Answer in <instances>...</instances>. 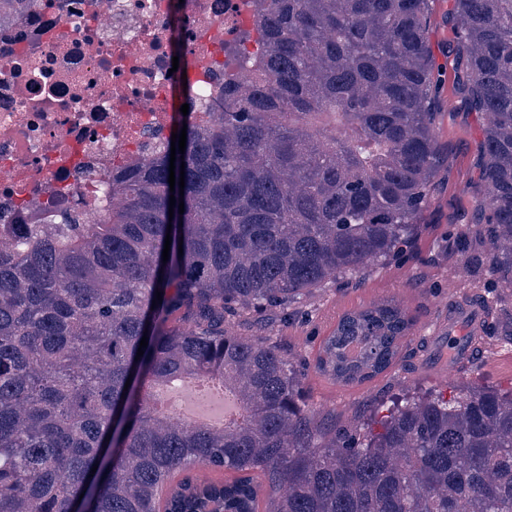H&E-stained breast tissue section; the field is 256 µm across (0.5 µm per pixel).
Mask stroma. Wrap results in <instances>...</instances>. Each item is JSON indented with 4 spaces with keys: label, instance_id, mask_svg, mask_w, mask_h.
I'll return each mask as SVG.
<instances>
[{
    "label": "stroma",
    "instance_id": "1",
    "mask_svg": "<svg viewBox=\"0 0 512 512\" xmlns=\"http://www.w3.org/2000/svg\"><path fill=\"white\" fill-rule=\"evenodd\" d=\"M427 29L436 61L431 109L444 162L430 202L417 219L414 247L355 277L326 281L303 299V315L284 320L271 310L245 315L233 325L238 334L277 341L302 364L313 362L323 338L346 311L392 299L415 315V331L401 360L364 386H340L308 370L302 403L325 430L355 428L406 396L438 390L450 396L474 386L512 388V285L492 276L481 247L465 256L451 247L458 235L478 239L486 229L476 212L484 189L483 118L466 103L453 0H431ZM475 300L486 309L484 332L474 339L476 357L451 365L448 305Z\"/></svg>",
    "mask_w": 512,
    "mask_h": 512
}]
</instances>
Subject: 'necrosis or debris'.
Wrapping results in <instances>:
<instances>
[{"label":"necrosis or debris","instance_id":"4bbe7bcc","mask_svg":"<svg viewBox=\"0 0 512 512\" xmlns=\"http://www.w3.org/2000/svg\"><path fill=\"white\" fill-rule=\"evenodd\" d=\"M247 0H32L0 18V241L43 210L95 223L99 181L155 157L191 68L211 96Z\"/></svg>","mask_w":512,"mask_h":512}]
</instances>
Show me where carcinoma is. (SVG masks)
<instances>
[{
	"label": "carcinoma",
	"mask_w": 512,
	"mask_h": 512,
	"mask_svg": "<svg viewBox=\"0 0 512 512\" xmlns=\"http://www.w3.org/2000/svg\"><path fill=\"white\" fill-rule=\"evenodd\" d=\"M455 2L484 115L483 247L512 282V0ZM429 3L265 0L223 64L224 106L187 121L185 187L168 142L99 184L97 222L27 224L0 247V512H512V391L408 397L355 435L323 431L281 346L226 329L412 240L442 164ZM415 326L388 301L346 312L314 369L361 385ZM198 376L239 419L146 405Z\"/></svg>",
	"instance_id": "obj_1"
}]
</instances>
